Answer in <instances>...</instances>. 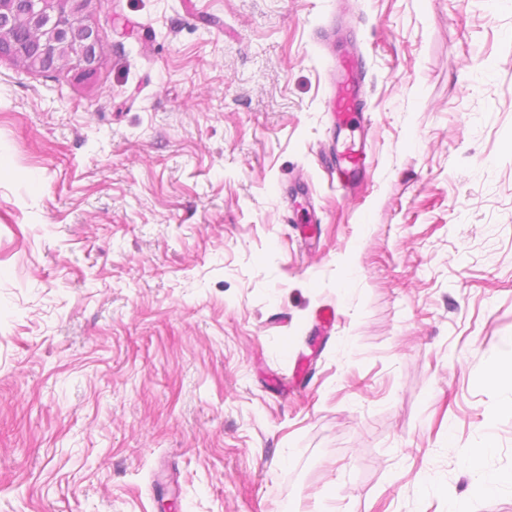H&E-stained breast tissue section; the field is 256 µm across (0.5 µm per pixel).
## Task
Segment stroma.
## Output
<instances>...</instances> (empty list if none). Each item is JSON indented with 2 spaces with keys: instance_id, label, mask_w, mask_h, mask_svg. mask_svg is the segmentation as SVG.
I'll use <instances>...</instances> for the list:
<instances>
[{
  "instance_id": "35a3bbf8",
  "label": "stroma",
  "mask_w": 512,
  "mask_h": 512,
  "mask_svg": "<svg viewBox=\"0 0 512 512\" xmlns=\"http://www.w3.org/2000/svg\"><path fill=\"white\" fill-rule=\"evenodd\" d=\"M89 18V75L0 58V512H512L459 454L512 473V0ZM336 69L341 79L325 100L327 112H331L336 128L341 130L354 120L363 118L366 101L362 96L363 61L358 55H345L336 58ZM342 163L338 166L332 164L331 169L336 172L337 188L351 191L356 188L361 176H365L368 169L367 154L364 149L348 146L341 155Z\"/></svg>"
}]
</instances>
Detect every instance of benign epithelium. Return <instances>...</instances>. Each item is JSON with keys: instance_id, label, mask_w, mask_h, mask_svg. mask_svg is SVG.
<instances>
[{"instance_id": "1", "label": "benign epithelium", "mask_w": 512, "mask_h": 512, "mask_svg": "<svg viewBox=\"0 0 512 512\" xmlns=\"http://www.w3.org/2000/svg\"><path fill=\"white\" fill-rule=\"evenodd\" d=\"M93 0H0V57L30 69L89 74L100 60L97 30L86 23Z\"/></svg>"}]
</instances>
